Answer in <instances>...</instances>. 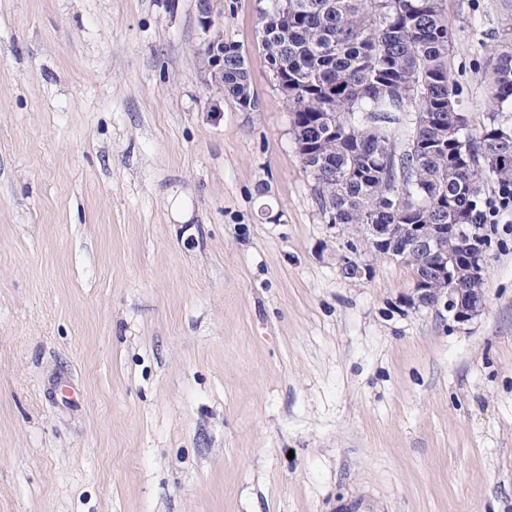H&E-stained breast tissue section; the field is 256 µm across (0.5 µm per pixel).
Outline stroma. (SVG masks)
Wrapping results in <instances>:
<instances>
[{
  "mask_svg": "<svg viewBox=\"0 0 512 512\" xmlns=\"http://www.w3.org/2000/svg\"><path fill=\"white\" fill-rule=\"evenodd\" d=\"M258 3L244 112L197 0H0V512H512V209L467 325L344 277ZM448 14L479 127L512 0ZM198 21L205 35L198 47V54L210 75L211 85L248 109L253 94L246 60L242 53H236L232 47L224 52L225 46L234 43L224 40V32L215 17L214 1H198Z\"/></svg>",
  "mask_w": 512,
  "mask_h": 512,
  "instance_id": "1",
  "label": "stroma"
}]
</instances>
